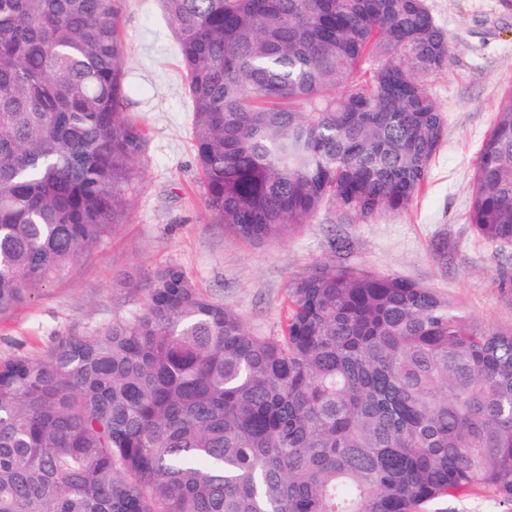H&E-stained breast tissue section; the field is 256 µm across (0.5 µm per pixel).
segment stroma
Here are the masks:
<instances>
[{
    "instance_id": "obj_1",
    "label": "stroma",
    "mask_w": 512,
    "mask_h": 512,
    "mask_svg": "<svg viewBox=\"0 0 512 512\" xmlns=\"http://www.w3.org/2000/svg\"><path fill=\"white\" fill-rule=\"evenodd\" d=\"M447 33L453 64L429 90L448 133L421 195L398 216L344 222L320 212L292 239L250 245L213 223L191 141L192 109L176 40L160 0H129L123 112L145 125L131 206L102 246L68 273L0 315V357L44 355L67 336H90L130 317L147 280L166 265L183 268L215 300L235 309L248 330H280L291 282L321 267L365 269L434 289L484 326L512 329V294L496 286L512 268V247L480 239L469 224L473 171L497 112L512 104V0H427ZM427 512H512V501L482 490L430 505Z\"/></svg>"
}]
</instances>
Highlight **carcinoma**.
<instances>
[{"label": "carcinoma", "mask_w": 512, "mask_h": 512, "mask_svg": "<svg viewBox=\"0 0 512 512\" xmlns=\"http://www.w3.org/2000/svg\"><path fill=\"white\" fill-rule=\"evenodd\" d=\"M212 220L261 245L421 193L453 62L425 0H161ZM126 0H0V315L126 223L144 125L121 111ZM469 223L512 246V106ZM130 319L0 358V512H424L512 500V330L428 287L321 268L281 332L165 266ZM426 510L427 512H512V501L505 500L492 490H482L457 499L437 502Z\"/></svg>", "instance_id": "cac0c4a2"}]
</instances>
